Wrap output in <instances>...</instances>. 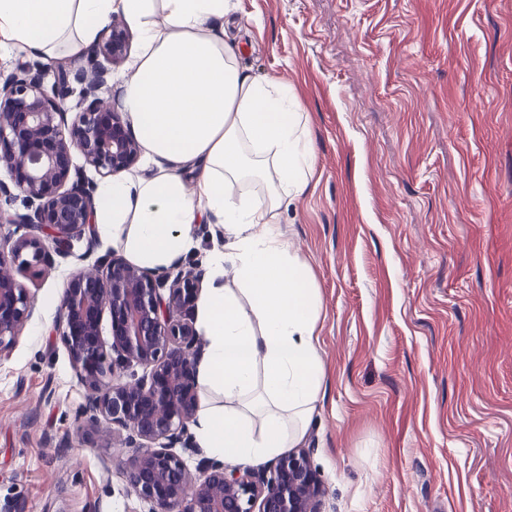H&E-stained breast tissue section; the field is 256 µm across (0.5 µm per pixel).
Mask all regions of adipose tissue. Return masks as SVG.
Listing matches in <instances>:
<instances>
[{"instance_id": "obj_1", "label": "adipose tissue", "mask_w": 512, "mask_h": 512, "mask_svg": "<svg viewBox=\"0 0 512 512\" xmlns=\"http://www.w3.org/2000/svg\"><path fill=\"white\" fill-rule=\"evenodd\" d=\"M226 10V0H0V48L50 63L62 51L80 57L114 15L136 32L120 102L157 171L102 182L93 228L133 264L161 271L194 248L203 217L223 224L196 307L206 346L194 431L209 456L256 464L302 445L324 378L312 269L273 221L307 190L314 151L287 86L240 67L219 27ZM235 183L261 193L235 196Z\"/></svg>"}]
</instances>
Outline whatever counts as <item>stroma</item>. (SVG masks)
Here are the masks:
<instances>
[{
  "label": "stroma",
  "instance_id": "stroma-1",
  "mask_svg": "<svg viewBox=\"0 0 512 512\" xmlns=\"http://www.w3.org/2000/svg\"><path fill=\"white\" fill-rule=\"evenodd\" d=\"M240 65L315 154L275 221L312 268L322 512H512V0H229ZM40 276L0 356V508L152 512L93 419Z\"/></svg>",
  "mask_w": 512,
  "mask_h": 512
}]
</instances>
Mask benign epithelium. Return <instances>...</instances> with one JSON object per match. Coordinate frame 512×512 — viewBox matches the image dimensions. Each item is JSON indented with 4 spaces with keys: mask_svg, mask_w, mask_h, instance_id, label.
<instances>
[{
    "mask_svg": "<svg viewBox=\"0 0 512 512\" xmlns=\"http://www.w3.org/2000/svg\"><path fill=\"white\" fill-rule=\"evenodd\" d=\"M127 39L125 26L118 23L75 73L67 65L32 76L30 67L20 64L0 80V164L15 176L11 186L0 179V197L12 198L13 186L26 201L23 213L0 211V223L27 229L9 250L0 248V353L34 308L13 270L41 273L52 255L69 257L72 240L91 226L93 198L71 176L73 153L103 179L137 159L138 142L118 103L97 94L107 74L105 63L123 58ZM73 80L80 88L72 86ZM74 94L78 100L72 110L66 100ZM200 278L195 271L160 277L116 254L70 278L59 322L78 380L88 390L86 409L129 431L126 445L132 452L123 460V474L135 495L156 512H320L310 462L301 451L277 459L270 476L259 480L246 467L228 470L222 464L194 478L172 452L198 406L192 378L196 333L186 316ZM106 310L112 318V352L127 364L151 368L150 374L104 382L113 370L100 342Z\"/></svg>",
    "mask_w": 512,
    "mask_h": 512,
    "instance_id": "benign-epithelium-1",
    "label": "benign epithelium"
}]
</instances>
